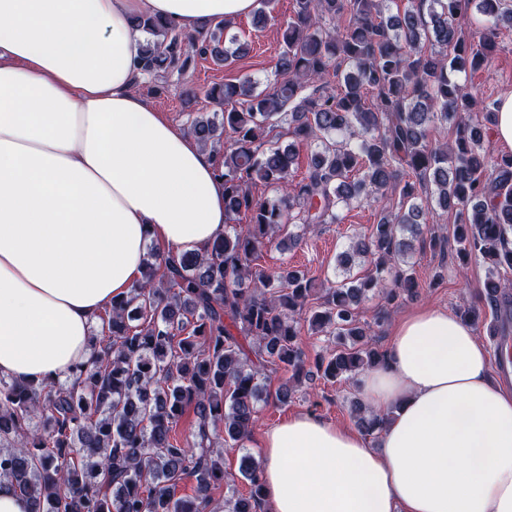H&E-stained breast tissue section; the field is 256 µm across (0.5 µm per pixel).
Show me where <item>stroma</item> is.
Masks as SVG:
<instances>
[{"instance_id":"35a3bbf8","label":"stroma","mask_w":512,"mask_h":512,"mask_svg":"<svg viewBox=\"0 0 512 512\" xmlns=\"http://www.w3.org/2000/svg\"><path fill=\"white\" fill-rule=\"evenodd\" d=\"M295 0H276L273 19L266 26L257 27L252 17L236 20L233 31L242 42L247 43L245 56L228 69L214 65L211 59L195 58L183 76L185 83L198 89L196 99L182 97L177 86L155 96L154 101L163 117L170 123L186 127L189 114L211 112L215 106L204 95L213 84H221L241 75L258 80L260 88H267L275 81L274 65L280 51L281 24L293 14ZM467 81L476 86L482 97L489 102L512 93V31H502L498 39V50L489 64L478 72L468 75ZM377 221L374 208L365 206L348 212L343 223L323 224L315 231L306 233L298 244L272 241L262 251L257 262L266 273L279 272L283 267H298L306 270L317 284L335 280L336 257L345 250L354 231H368ZM414 271L422 292L419 297L406 298L394 305L391 315L372 335L374 347L389 349L395 324L418 309L437 307L450 313H458L466 303L480 304L487 266L481 258L470 261L466 271H459L454 251L440 252L428 243H417L413 256ZM441 273V281H434V273ZM280 383L272 378L266 383L259 412L251 436L243 445L224 449L223 483L212 488L210 495L214 503H223L230 490L247 492L248 487L239 474L243 456H259L260 440L270 428L300 414H312L339 426H353L352 404L356 399L355 389L349 383L318 379L296 387L288 403L276 402L274 392Z\"/></svg>"}]
</instances>
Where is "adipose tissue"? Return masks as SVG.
Returning a JSON list of instances; mask_svg holds the SVG:
<instances>
[{"label": "adipose tissue", "mask_w": 512, "mask_h": 512, "mask_svg": "<svg viewBox=\"0 0 512 512\" xmlns=\"http://www.w3.org/2000/svg\"><path fill=\"white\" fill-rule=\"evenodd\" d=\"M257 0H0V374L39 383L89 360L147 247L201 253L224 232L210 153L136 89L137 15L192 31ZM391 410L381 448L312 414L265 432L269 512H512V388L438 308L399 322L355 382Z\"/></svg>", "instance_id": "ef3b65f1"}]
</instances>
